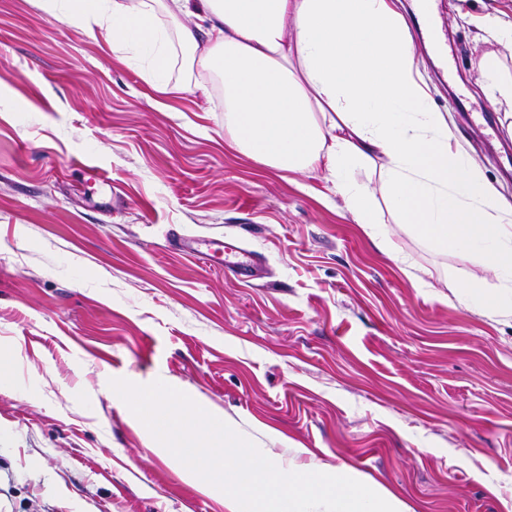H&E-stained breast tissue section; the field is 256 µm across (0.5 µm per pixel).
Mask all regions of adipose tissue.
Instances as JSON below:
<instances>
[{
    "instance_id": "1",
    "label": "adipose tissue",
    "mask_w": 512,
    "mask_h": 512,
    "mask_svg": "<svg viewBox=\"0 0 512 512\" xmlns=\"http://www.w3.org/2000/svg\"><path fill=\"white\" fill-rule=\"evenodd\" d=\"M50 15L113 50L141 55L166 88L182 60V88L205 91L195 70L224 84L232 146L282 172L323 173L353 220L382 251L380 205L395 223L445 251L467 253L477 273L457 300L512 317V203L453 144L418 79L414 45L393 0H39ZM493 103L512 109V75L498 55L479 61ZM372 169L376 185L356 172Z\"/></svg>"
}]
</instances>
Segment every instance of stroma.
<instances>
[{"mask_svg": "<svg viewBox=\"0 0 512 512\" xmlns=\"http://www.w3.org/2000/svg\"><path fill=\"white\" fill-rule=\"evenodd\" d=\"M432 2L398 3L430 104L512 201V112L478 70L503 50L482 20L512 25V0ZM144 70L37 0H0V512H225L148 448L113 378L162 380L273 459L366 476L414 512H512V318L454 297L469 257L384 210L392 259L322 173L231 146L213 74L205 97ZM177 235L262 261L243 282Z\"/></svg>", "mask_w": 512, "mask_h": 512, "instance_id": "1", "label": "stroma"}]
</instances>
